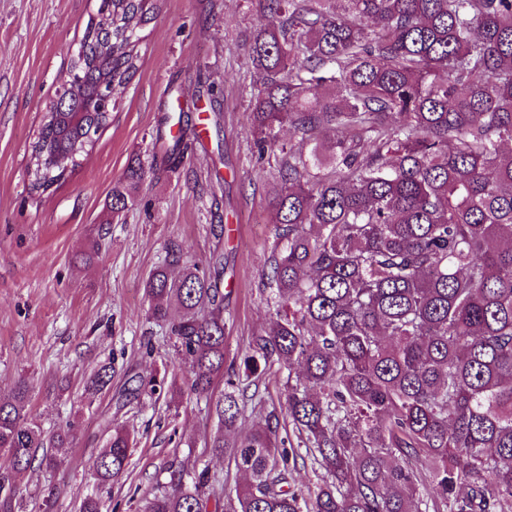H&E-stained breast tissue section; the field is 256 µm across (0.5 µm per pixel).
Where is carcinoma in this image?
I'll return each instance as SVG.
<instances>
[{"mask_svg": "<svg viewBox=\"0 0 512 512\" xmlns=\"http://www.w3.org/2000/svg\"><path fill=\"white\" fill-rule=\"evenodd\" d=\"M258 2L251 132L259 155H281L271 326L226 364L222 254L187 265L173 251L146 282L184 384L216 415L211 454L230 452L247 482L226 496L209 471L171 466L141 512H512V0ZM157 9L100 0L69 66L78 91L29 146L32 192L63 183L112 123L90 99L128 83ZM187 149L173 139L165 164ZM146 176L134 159L112 212ZM275 365L312 487L296 486L272 423L237 432L240 396ZM111 387L110 366L89 384ZM29 393L20 380L0 400V512H21L15 474L59 468L69 443L67 427L44 432ZM130 447L113 427L98 487L124 475Z\"/></svg>", "mask_w": 512, "mask_h": 512, "instance_id": "1", "label": "carcinoma"}]
</instances>
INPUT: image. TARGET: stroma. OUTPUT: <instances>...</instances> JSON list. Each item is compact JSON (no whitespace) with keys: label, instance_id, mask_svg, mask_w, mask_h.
I'll use <instances>...</instances> for the list:
<instances>
[{"label":"stroma","instance_id":"stroma-1","mask_svg":"<svg viewBox=\"0 0 512 512\" xmlns=\"http://www.w3.org/2000/svg\"><path fill=\"white\" fill-rule=\"evenodd\" d=\"M97 4L0 0V399L26 379L45 431L73 425L62 466L18 475L23 512H42L46 499L53 512H79L95 491L90 468L111 421L125 424L135 445L126 473L99 491L103 512H136L173 464L209 467L230 495L242 484L232 456L212 457L216 421L188 394L187 368L148 314L145 283L169 251L199 263L223 253L226 360H241L272 320L262 280L274 247L265 193L280 158L258 156L249 127L256 0H162L143 31L137 73L114 94L111 125L64 183L30 192L29 146ZM177 102L204 133L172 170L161 163L157 130ZM135 157L149 172L134 203L112 217V185ZM95 241V263H76ZM106 364L111 390L88 396ZM163 372L161 389L146 385L116 409L115 392L130 377ZM285 381L276 370L260 379L262 405L245 407L241 431L281 415Z\"/></svg>","mask_w":512,"mask_h":512}]
</instances>
